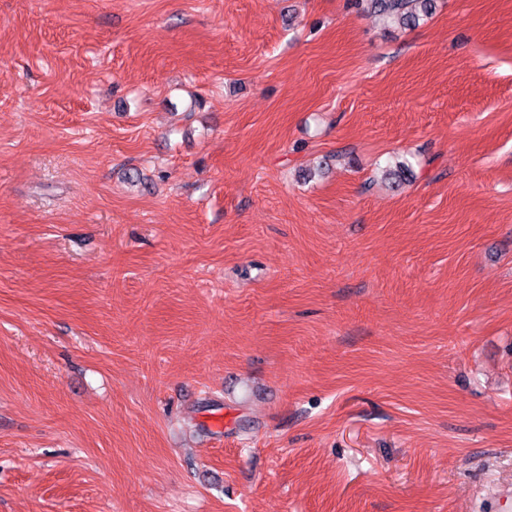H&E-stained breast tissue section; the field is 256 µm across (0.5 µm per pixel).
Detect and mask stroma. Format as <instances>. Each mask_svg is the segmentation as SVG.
<instances>
[{
  "label": "stroma",
  "mask_w": 512,
  "mask_h": 512,
  "mask_svg": "<svg viewBox=\"0 0 512 512\" xmlns=\"http://www.w3.org/2000/svg\"><path fill=\"white\" fill-rule=\"evenodd\" d=\"M499 490L512 0H0V512ZM367 2L374 12L391 23L402 26H415L420 19L433 11L434 0H358Z\"/></svg>",
  "instance_id": "35a3bbf8"
}]
</instances>
